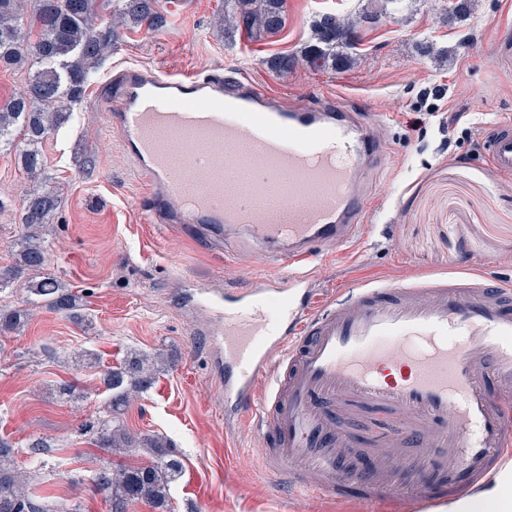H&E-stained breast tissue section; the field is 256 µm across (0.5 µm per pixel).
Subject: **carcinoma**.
<instances>
[{
	"label": "carcinoma",
	"mask_w": 512,
	"mask_h": 512,
	"mask_svg": "<svg viewBox=\"0 0 512 512\" xmlns=\"http://www.w3.org/2000/svg\"><path fill=\"white\" fill-rule=\"evenodd\" d=\"M405 2L367 0L352 18L318 16L304 60L322 68L355 59L358 28L375 18L398 15ZM286 19V0H224L221 22L224 36L232 37L239 31L274 35ZM163 23L157 0H30L27 11L22 0H0V67L29 71L23 92L0 104V148L13 151L34 180L20 210L15 263L0 267V293L14 285L26 294L21 303L37 301L75 322L85 321L82 295L48 273L50 253L43 231L62 199L44 176L40 147L82 101L93 74L112 52L117 29H158ZM25 318L21 307L0 309V336L18 332ZM167 363L160 354L133 351L109 367L103 377L109 393L104 414L80 427L104 452L92 460L89 481L93 492L109 502L111 512H128L138 502L166 509L169 484L183 471L182 458L167 438L132 433L120 419L131 396L147 393ZM55 392L66 401L83 397L74 382L55 385ZM142 451L151 462L115 469L107 458ZM16 454L14 445L0 438V512H83L78 503L54 495L35 499L32 474L18 469Z\"/></svg>",
	"instance_id": "cac0c4a2"
}]
</instances>
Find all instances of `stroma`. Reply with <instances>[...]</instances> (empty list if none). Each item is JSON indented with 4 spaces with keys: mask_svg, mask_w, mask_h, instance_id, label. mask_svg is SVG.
Returning <instances> with one entry per match:
<instances>
[{
    "mask_svg": "<svg viewBox=\"0 0 512 512\" xmlns=\"http://www.w3.org/2000/svg\"><path fill=\"white\" fill-rule=\"evenodd\" d=\"M454 0H417L404 23L360 30L358 59L345 69L306 64L279 73L267 61L300 53L322 13L346 15L362 0H288L275 35L225 38L215 27L224 0H160L162 29H123L70 121L43 142L47 174L62 205L44 231L50 271L86 294L88 320L32 307L19 332L0 338V436L28 469L31 437L51 448L37 483L81 502L84 512H110L87 482L95 450L79 425L103 409L102 379L127 352H161L171 366L132 401L122 421L137 434L171 440L184 462L170 485L172 512H365L359 487L334 497L297 492L268 474L264 444L247 423L224 424V397L213 340V313L190 304L191 288H244L282 271L256 256L250 241L218 242L206 224L181 231L143 219L145 187L102 112L100 83L124 67L166 64L188 74L237 73L276 89L291 104L314 107L340 93L360 106L384 146L368 216L349 242H326L306 272L322 301L347 296L363 282L401 288L451 273L476 272L512 282V174L492 170L484 144L512 119V0H475L465 18L446 24ZM428 41L440 58L419 55ZM463 112L459 124L444 113ZM27 177L13 154L0 152V266L13 264ZM96 352V367L78 370L69 354ZM61 380L78 383L75 402L47 394ZM350 449L365 454L391 436L381 413L356 410Z\"/></svg>",
    "mask_w": 512,
    "mask_h": 512,
    "instance_id": "1",
    "label": "stroma"
}]
</instances>
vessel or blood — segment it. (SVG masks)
<instances>
[{
    "label": "vessel or blood",
    "instance_id": "1",
    "mask_svg": "<svg viewBox=\"0 0 512 512\" xmlns=\"http://www.w3.org/2000/svg\"><path fill=\"white\" fill-rule=\"evenodd\" d=\"M102 106L148 186L147 223L246 229L286 271L279 284L191 291L224 321V417L259 431L274 477L315 495L338 494L351 478L374 504L395 491L394 453L410 446L427 474L407 496L427 505L500 468L512 450L511 284L482 275L365 284L327 307L307 288L302 269L316 245L349 241L366 218L359 174L378 146L358 113L331 95L297 107L243 76L139 67L106 78ZM179 141L193 152H173ZM488 157L512 173L511 120L499 122ZM246 168L264 179H236ZM349 403L397 425L376 474L347 449L335 408Z\"/></svg>",
    "mask_w": 512,
    "mask_h": 512
}]
</instances>
